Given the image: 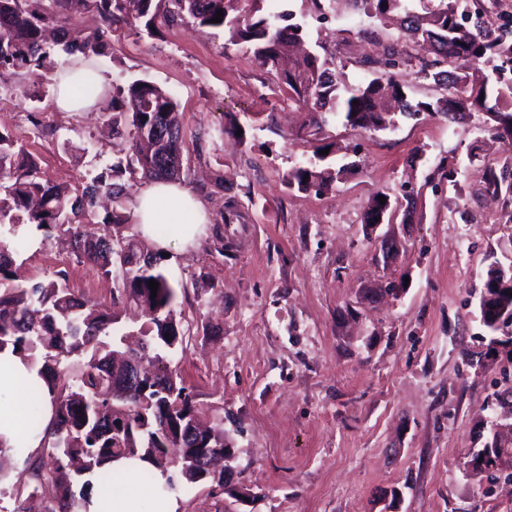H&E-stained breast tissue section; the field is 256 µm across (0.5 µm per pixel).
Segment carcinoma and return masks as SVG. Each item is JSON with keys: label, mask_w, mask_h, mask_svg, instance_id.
Here are the masks:
<instances>
[{"label": "carcinoma", "mask_w": 512, "mask_h": 512, "mask_svg": "<svg viewBox=\"0 0 512 512\" xmlns=\"http://www.w3.org/2000/svg\"><path fill=\"white\" fill-rule=\"evenodd\" d=\"M163 1L174 9L161 12ZM264 1L266 13L258 7L242 17L229 13L226 0H54L57 9L41 11L29 8L32 0H0V83L18 69L44 67L48 31L66 55H107L104 33L85 31L76 23V15L88 7L109 24L132 16L148 30L163 13L172 21L188 18L200 27L220 29L227 42L246 45L258 64L288 87L291 98L312 112L306 136L315 142L331 117L352 130L386 131L396 126L399 115H441L451 122L483 112L492 121L488 131L512 147V111L501 106L503 98H512V29L485 21L482 0H417L419 12L403 0H361L375 6V16L395 25L404 38L429 44L432 57L414 65L393 42L382 60H362L377 69L357 86L344 84L315 54L290 55L303 38V26L277 24L285 17L279 0H251L256 5ZM219 10L221 22H211ZM411 73L442 89L441 97L411 103L406 92ZM109 121L113 134L127 136V154L75 191L42 177L24 146L10 132H0V350L11 346L37 369L53 408L46 426L38 402L25 414L23 428L43 432L45 445L25 460V480L6 487L7 475L0 471V512H27L26 491L47 500L46 512H76V479L96 470L99 485L108 486L118 474L103 465L119 457L169 465L167 492L183 484H207L212 493L224 490L223 421L201 425L192 392L167 366L184 336L176 288L165 270L168 258L156 242L121 234L132 223L125 202L136 175L180 179L181 168L166 167L169 159L182 156L176 96L144 79L115 86ZM320 150L315 147L313 160L288 171V187L322 190L336 182L345 168L321 165L325 155ZM486 183L495 194H512V180L504 172L489 169ZM101 195L110 198L112 207L99 221L102 232L89 233L85 227L96 216ZM34 230L48 237L63 232L77 262L105 278L120 273L110 304L98 305L75 293L61 271L29 285L14 283L16 257ZM150 280L158 283L155 297ZM120 303L148 316L136 350L121 347L124 326L112 311Z\"/></svg>", "instance_id": "carcinoma-1"}]
</instances>
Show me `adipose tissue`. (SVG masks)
I'll list each match as a JSON object with an SVG mask.
<instances>
[{"label": "adipose tissue", "mask_w": 512, "mask_h": 512, "mask_svg": "<svg viewBox=\"0 0 512 512\" xmlns=\"http://www.w3.org/2000/svg\"><path fill=\"white\" fill-rule=\"evenodd\" d=\"M102 83L99 73L82 64H74L67 77L55 84L53 106L61 112H88L92 101L82 99L77 91L83 80ZM133 217L142 235L153 238L156 225H170L168 237L160 242L170 250H185L194 245L207 216L200 200L180 185L165 182H146L136 197ZM35 369L11 349L0 351V446L19 457L31 449L41 447L40 436L25 432L21 422L27 402L23 391L26 386L38 385ZM112 469L122 472L127 483L114 491H96L87 501V512H141L143 496L133 485V479L142 467L140 460L122 458L112 462Z\"/></svg>", "instance_id": "obj_1"}]
</instances>
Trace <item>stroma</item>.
<instances>
[{"mask_svg":"<svg viewBox=\"0 0 512 512\" xmlns=\"http://www.w3.org/2000/svg\"><path fill=\"white\" fill-rule=\"evenodd\" d=\"M283 7L350 85L370 80L363 57L399 36L392 25L377 26L372 43L343 30L354 0ZM77 22L104 29L109 53L94 66L107 86L145 78L176 94L180 184L209 213L196 245L167 262L185 332L168 366L204 416L223 418L229 470L220 494L180 488L179 512H512V482H487L466 464L500 413L495 392L512 384L480 322L483 276L512 264V195L485 189L507 149L485 114L452 124L424 115L385 132L331 123L329 142L363 164L326 192L298 191L284 178L313 156L297 135L308 115L245 46L188 20H159L150 33L131 19L102 25L91 11ZM34 78L20 69L0 87V129L47 179L82 187L127 146L99 133L112 98L58 112L53 83L40 100L27 96ZM441 164L456 168V186L430 181ZM217 174L220 189L209 184ZM412 191L411 223L376 234L364 224L374 193ZM231 198L238 218L225 224ZM381 233L396 251L381 252ZM59 270L101 305L118 286L54 236L17 259L22 285Z\"/></svg>","mask_w":512,"mask_h":512,"instance_id":"stroma-1","label":"stroma"}]
</instances>
